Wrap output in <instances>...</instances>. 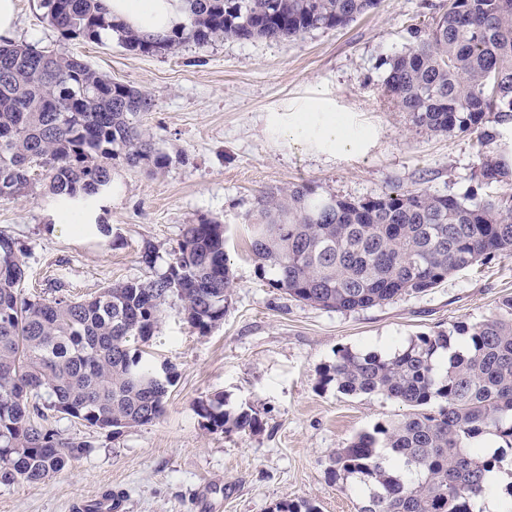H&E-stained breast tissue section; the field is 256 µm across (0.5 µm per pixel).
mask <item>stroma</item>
<instances>
[{
  "label": "stroma",
  "instance_id": "35a3bbf8",
  "mask_svg": "<svg viewBox=\"0 0 512 512\" xmlns=\"http://www.w3.org/2000/svg\"><path fill=\"white\" fill-rule=\"evenodd\" d=\"M443 2L380 0L347 26L281 44L189 40L173 54L143 55L113 37L64 38L47 23L43 0H17L14 42L81 57L107 78L147 91L153 108L139 121L171 157L157 173L114 162L112 190L93 209L106 235L56 230L45 171L25 196L0 198V231L22 251L29 293L52 297L59 281L86 296L156 278L184 224L202 216L224 226L233 288L223 321L204 334L183 321L177 304L166 306L145 346L172 372L159 419L115 435L50 417V428L90 442V452L45 483L0 485V512H69L74 501L109 489L123 491L131 512H198L201 499L212 512H274L282 501L360 512L363 496L353 481L334 478L330 459L406 408L321 386L322 369L343 348L385 355L419 334L482 321L512 296V251L427 293L333 311L294 301L259 276L246 219L260 191L295 184L347 199L417 187L457 196L505 192L475 180L474 133L416 128L384 92L387 59ZM319 97L331 100L355 149L322 153L313 138L291 141L270 125L272 113ZM147 242L159 254L152 267L139 259ZM217 397L230 411L252 407L261 431H205L197 406Z\"/></svg>",
  "mask_w": 512,
  "mask_h": 512
}]
</instances>
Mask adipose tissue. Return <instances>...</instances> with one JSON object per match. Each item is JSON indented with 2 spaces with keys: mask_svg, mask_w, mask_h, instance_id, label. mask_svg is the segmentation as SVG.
<instances>
[{
  "mask_svg": "<svg viewBox=\"0 0 512 512\" xmlns=\"http://www.w3.org/2000/svg\"><path fill=\"white\" fill-rule=\"evenodd\" d=\"M106 15L143 35L163 36L180 26L184 15L179 0H101ZM283 136L316 137L333 150H349L354 139L337 123L334 111L320 99H307L291 113L281 128Z\"/></svg>",
  "mask_w": 512,
  "mask_h": 512,
  "instance_id": "1",
  "label": "adipose tissue"
}]
</instances>
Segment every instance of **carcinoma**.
I'll list each match as a JSON object with an SVG mask.
<instances>
[{
  "label": "carcinoma",
  "mask_w": 512,
  "mask_h": 512,
  "mask_svg": "<svg viewBox=\"0 0 512 512\" xmlns=\"http://www.w3.org/2000/svg\"><path fill=\"white\" fill-rule=\"evenodd\" d=\"M186 22L163 38L117 28L101 0H46L63 35L98 39L118 30L120 45L165 54L197 43L265 39L281 43L345 26L378 0H181ZM389 61L385 93L412 123L434 132L477 134V182L512 178V0H448ZM152 98L104 78L88 61L31 45L0 43V198L32 184L28 157L40 159L55 203L78 217L112 189V162L159 172L169 156L139 123ZM259 275L291 299L354 311L438 287L448 276L512 250V193L460 198L427 188L352 201L307 184L260 192L248 218ZM25 263L0 233V484H42L81 458L88 441H65L36 419L63 414L114 434L157 420L172 384L139 346L158 329L164 306L207 333L224 320L232 275L224 225L200 217L183 226L166 270L89 297L64 285L50 299L24 296ZM320 383L346 395H383L410 412L336 449L331 472L356 479L361 512H476L486 474L512 449V297L473 325L412 338L382 357L337 351ZM212 433H256L251 408L236 413L216 398L200 402ZM275 512H318L285 501Z\"/></svg>",
  "instance_id": "cac0c4a2"
}]
</instances>
